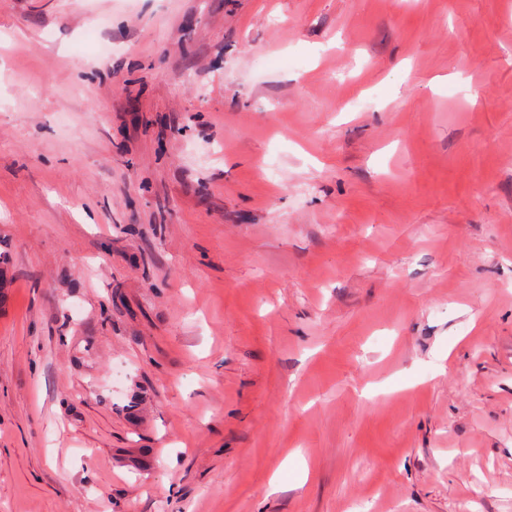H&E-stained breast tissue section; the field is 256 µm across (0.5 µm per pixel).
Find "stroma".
<instances>
[{"instance_id": "obj_1", "label": "stroma", "mask_w": 512, "mask_h": 512, "mask_svg": "<svg viewBox=\"0 0 512 512\" xmlns=\"http://www.w3.org/2000/svg\"><path fill=\"white\" fill-rule=\"evenodd\" d=\"M0 512H512V0H0Z\"/></svg>"}]
</instances>
